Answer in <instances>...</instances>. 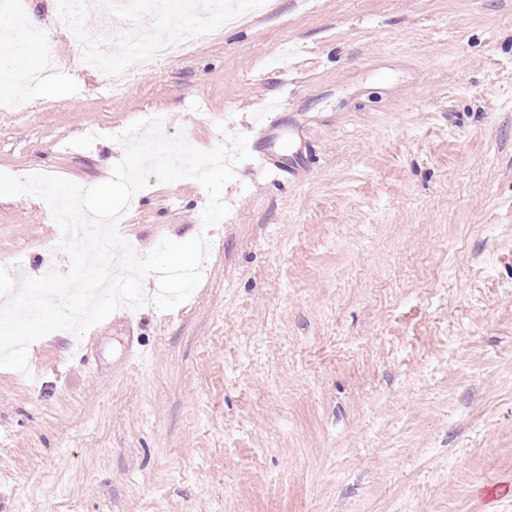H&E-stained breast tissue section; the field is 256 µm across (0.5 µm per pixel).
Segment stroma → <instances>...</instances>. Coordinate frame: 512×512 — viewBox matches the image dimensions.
Returning <instances> with one entry per match:
<instances>
[{
  "instance_id": "35a3bbf8",
  "label": "stroma",
  "mask_w": 512,
  "mask_h": 512,
  "mask_svg": "<svg viewBox=\"0 0 512 512\" xmlns=\"http://www.w3.org/2000/svg\"><path fill=\"white\" fill-rule=\"evenodd\" d=\"M190 55L121 96L73 64L0 88V171L89 188L132 123L195 148L267 102L272 182L236 164L202 280L0 368V512H512V0H275L234 26L158 15ZM221 29L220 38L209 35ZM88 149L71 147L88 128ZM199 181L151 182L119 232L140 254L200 233ZM38 198H0V266L64 273Z\"/></svg>"
}]
</instances>
